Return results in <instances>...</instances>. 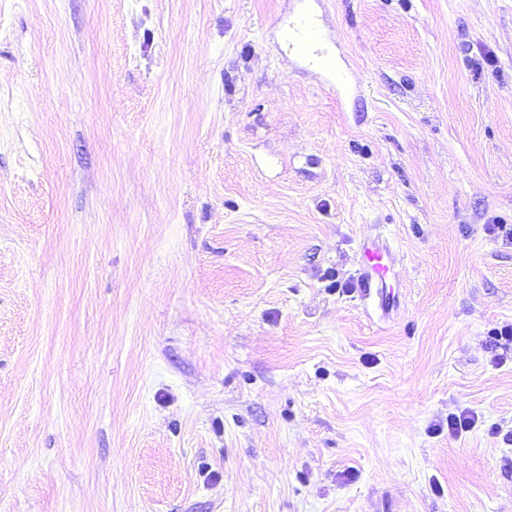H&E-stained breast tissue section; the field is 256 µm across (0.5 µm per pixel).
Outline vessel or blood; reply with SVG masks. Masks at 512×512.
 I'll return each instance as SVG.
<instances>
[{"instance_id":"obj_1","label":"vessel or blood","mask_w":512,"mask_h":512,"mask_svg":"<svg viewBox=\"0 0 512 512\" xmlns=\"http://www.w3.org/2000/svg\"><path fill=\"white\" fill-rule=\"evenodd\" d=\"M321 35L311 19H303L300 26L288 34L290 48L302 55H311L320 69L333 68V59L320 49ZM394 257L380 237L363 241L361 247V268L358 272L357 286L362 300L371 302L382 316H389L397 305V297L388 291L386 279L394 267Z\"/></svg>"}]
</instances>
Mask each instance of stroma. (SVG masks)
<instances>
[{
    "label": "stroma",
    "instance_id": "1",
    "mask_svg": "<svg viewBox=\"0 0 512 512\" xmlns=\"http://www.w3.org/2000/svg\"><path fill=\"white\" fill-rule=\"evenodd\" d=\"M501 224L512 0H0V512H512ZM321 35L318 27L309 18H304L300 26L288 31V47L302 55H312L316 64L325 71L333 70V58L319 49ZM394 257L380 237L368 238L361 247V268L357 286L362 300L370 301L385 318L397 307V296L387 292L386 279L394 267Z\"/></svg>",
    "mask_w": 512,
    "mask_h": 512
}]
</instances>
